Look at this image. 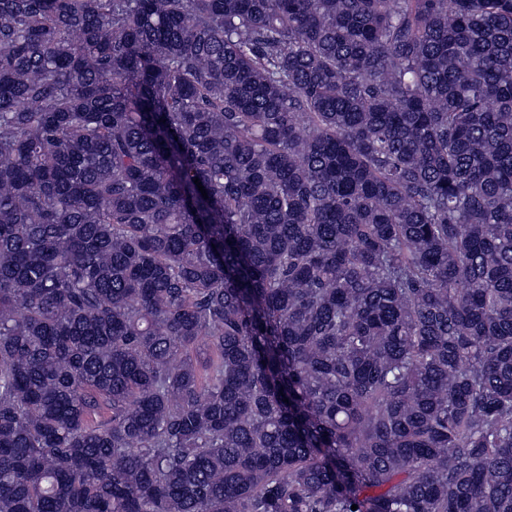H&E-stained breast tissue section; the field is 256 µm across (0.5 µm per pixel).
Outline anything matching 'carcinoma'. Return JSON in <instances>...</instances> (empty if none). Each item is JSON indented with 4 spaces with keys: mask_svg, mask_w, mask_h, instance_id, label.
<instances>
[{
    "mask_svg": "<svg viewBox=\"0 0 512 512\" xmlns=\"http://www.w3.org/2000/svg\"><path fill=\"white\" fill-rule=\"evenodd\" d=\"M0 512H512V0H0Z\"/></svg>",
    "mask_w": 512,
    "mask_h": 512,
    "instance_id": "cac0c4a2",
    "label": "carcinoma"
}]
</instances>
